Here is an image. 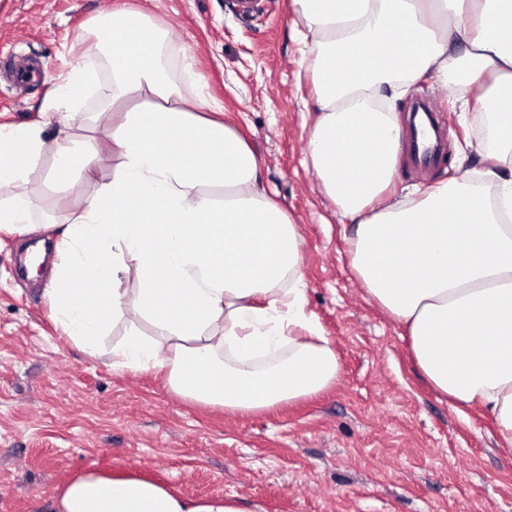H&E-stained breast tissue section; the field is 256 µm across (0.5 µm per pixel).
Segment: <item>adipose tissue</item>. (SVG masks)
Listing matches in <instances>:
<instances>
[{
	"instance_id": "1",
	"label": "adipose tissue",
	"mask_w": 512,
	"mask_h": 512,
	"mask_svg": "<svg viewBox=\"0 0 512 512\" xmlns=\"http://www.w3.org/2000/svg\"><path fill=\"white\" fill-rule=\"evenodd\" d=\"M313 51L318 115L309 164L339 215L350 266L407 334L421 377L453 406L479 407L512 447V0H294ZM112 62L111 181L57 230L51 291L64 331L96 348L111 322H148L112 349L116 365L165 371L183 398L241 415L316 395L340 365L305 312L300 240L261 190L257 158L201 113L161 60L163 33L114 3L94 20ZM436 73L482 113L481 182L387 195L401 148L405 84ZM92 171L94 149L34 127L0 126V224L29 232L28 171ZM140 283L123 286L127 274ZM51 512H244L133 476L87 471Z\"/></svg>"
}]
</instances>
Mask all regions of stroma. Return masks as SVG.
<instances>
[{
	"label": "stroma",
	"instance_id": "35a3bbf8",
	"mask_svg": "<svg viewBox=\"0 0 512 512\" xmlns=\"http://www.w3.org/2000/svg\"><path fill=\"white\" fill-rule=\"evenodd\" d=\"M111 0H0V125L61 126L55 98L74 62L90 77L67 127L75 146L99 148L98 180L111 181L112 122L97 112L112 65L90 18ZM164 33L168 73L181 78L189 48L203 105L221 106L255 152L266 192L301 238L306 312L333 344L341 376L325 391L242 416L172 392L164 372L120 368L112 348L147 322L118 321L98 355L77 346L50 314L51 267L17 272L31 239L53 244V225L82 209V174L55 185L45 152L28 173L29 238L0 230V512H49L54 493L89 469L126 472L183 495L221 494L246 512H512V449L477 407L456 412L420 377L404 330L350 271L336 207L307 168L316 118L311 55L294 36L293 0H126ZM430 98L442 141L432 167L396 159L394 191L427 188L473 170L471 113L431 77L399 101L410 133L413 103Z\"/></svg>",
	"mask_w": 512,
	"mask_h": 512
}]
</instances>
